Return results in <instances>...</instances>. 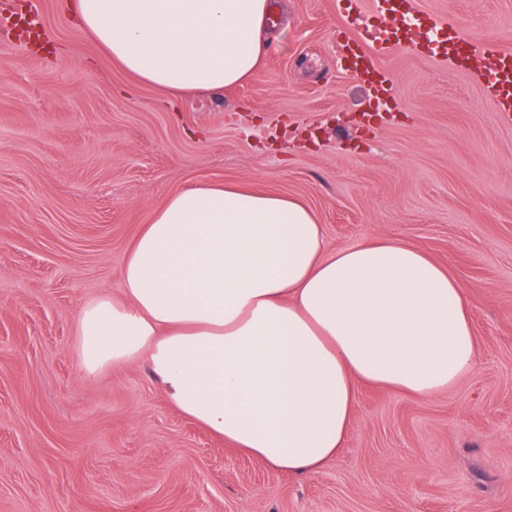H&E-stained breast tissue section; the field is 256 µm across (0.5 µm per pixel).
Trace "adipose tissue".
Listing matches in <instances>:
<instances>
[{"mask_svg":"<svg viewBox=\"0 0 512 512\" xmlns=\"http://www.w3.org/2000/svg\"><path fill=\"white\" fill-rule=\"evenodd\" d=\"M128 73L173 96L257 69L271 0H69ZM121 300L77 316L80 368L142 363L170 406L291 473L341 452L358 390L446 391L478 364L471 307L447 265L375 239L329 249L298 200L221 182L151 209L120 269Z\"/></svg>","mask_w":512,"mask_h":512,"instance_id":"obj_1","label":"adipose tissue"}]
</instances>
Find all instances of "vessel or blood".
<instances>
[{
    "label": "vessel or blood",
    "instance_id": "obj_1",
    "mask_svg": "<svg viewBox=\"0 0 512 512\" xmlns=\"http://www.w3.org/2000/svg\"><path fill=\"white\" fill-rule=\"evenodd\" d=\"M374 4L371 23L347 17L345 25L355 36L343 48L347 71L373 90L379 111L389 107L391 81L380 69L378 58L395 46L459 62L480 56L498 107L512 111V54L495 49L477 52L462 27L416 10L413 0H374Z\"/></svg>",
    "mask_w": 512,
    "mask_h": 512
}]
</instances>
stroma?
<instances>
[{
  "label": "stroma",
  "mask_w": 512,
  "mask_h": 512,
  "mask_svg": "<svg viewBox=\"0 0 512 512\" xmlns=\"http://www.w3.org/2000/svg\"><path fill=\"white\" fill-rule=\"evenodd\" d=\"M244 84L173 97L141 84L66 0H14L41 49L0 29V512H512V112L480 66L405 48L374 113L337 25L372 0H273ZM476 50H512V0H415ZM293 197L331 248L376 237L447 264L479 368L448 391L362 386L344 451L272 469L165 400L140 364L84 377L76 312L119 296L150 209L194 183Z\"/></svg>",
  "instance_id": "obj_1"
}]
</instances>
